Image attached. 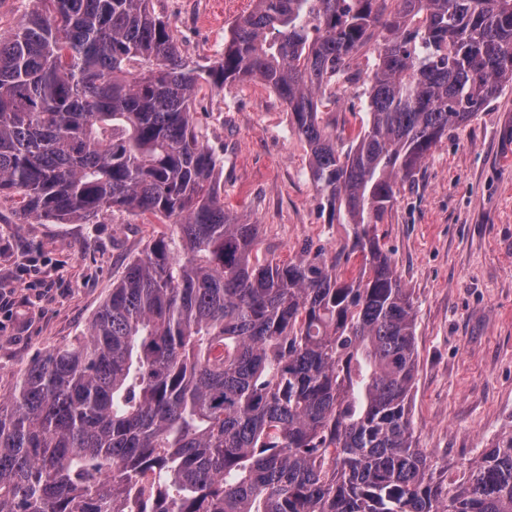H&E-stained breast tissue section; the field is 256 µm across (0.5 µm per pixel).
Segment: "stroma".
<instances>
[{
  "label": "stroma",
  "instance_id": "stroma-1",
  "mask_svg": "<svg viewBox=\"0 0 512 512\" xmlns=\"http://www.w3.org/2000/svg\"><path fill=\"white\" fill-rule=\"evenodd\" d=\"M184 60L207 69L251 0H152ZM193 121L220 162L225 205L259 230L257 253L335 250L348 227L322 212L308 147L258 82L202 85ZM322 117L346 133L368 118L363 84L337 81ZM0 199V398L30 363L85 332L124 266L169 225L104 211L84 224L24 217ZM377 234L416 310L413 436L436 476L463 473L512 425V86L433 146L398 184Z\"/></svg>",
  "mask_w": 512,
  "mask_h": 512
}]
</instances>
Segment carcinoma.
<instances>
[{
    "mask_svg": "<svg viewBox=\"0 0 512 512\" xmlns=\"http://www.w3.org/2000/svg\"><path fill=\"white\" fill-rule=\"evenodd\" d=\"M0 35V197L36 220L173 224L86 332L0 402V512H512V426L436 481L408 405L416 321L376 234L399 181L512 85V0H253L199 73L152 0H40ZM346 148L317 94L370 41ZM273 89L310 150L328 255L254 254L224 209L195 90Z\"/></svg>",
    "mask_w": 512,
    "mask_h": 512,
    "instance_id": "carcinoma-1",
    "label": "carcinoma"
}]
</instances>
